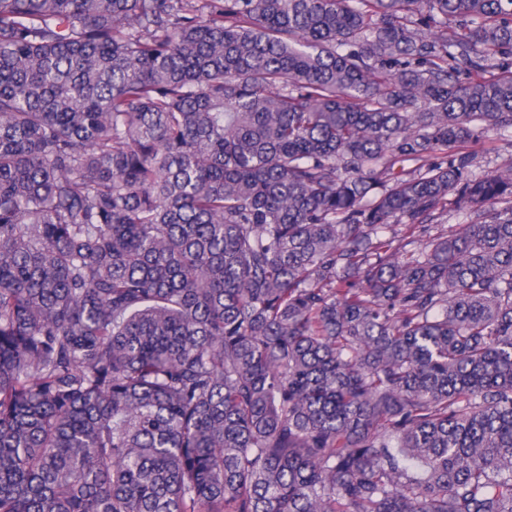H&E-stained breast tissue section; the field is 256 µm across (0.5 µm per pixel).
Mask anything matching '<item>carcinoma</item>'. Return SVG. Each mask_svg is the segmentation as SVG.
<instances>
[{
  "label": "carcinoma",
  "mask_w": 512,
  "mask_h": 512,
  "mask_svg": "<svg viewBox=\"0 0 512 512\" xmlns=\"http://www.w3.org/2000/svg\"><path fill=\"white\" fill-rule=\"evenodd\" d=\"M509 128L512 0H0V512H512ZM487 151H480L479 156L472 167L469 168V176L480 177L512 162V131L500 135L497 131H489L483 138Z\"/></svg>",
  "instance_id": "obj_1"
}]
</instances>
